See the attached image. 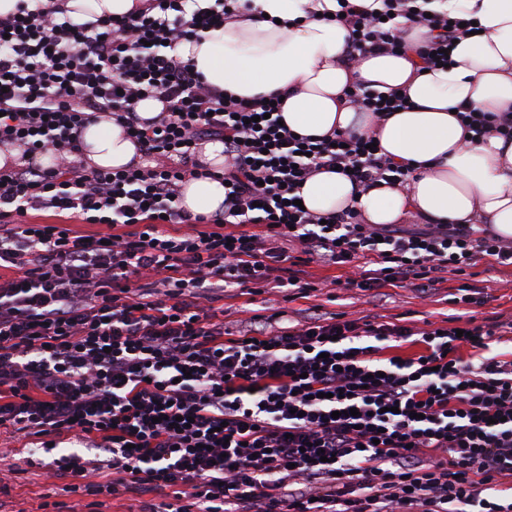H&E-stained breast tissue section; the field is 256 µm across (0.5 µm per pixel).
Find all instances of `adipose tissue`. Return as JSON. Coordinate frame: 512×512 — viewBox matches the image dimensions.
Listing matches in <instances>:
<instances>
[{
  "instance_id": "obj_1",
  "label": "adipose tissue",
  "mask_w": 512,
  "mask_h": 512,
  "mask_svg": "<svg viewBox=\"0 0 512 512\" xmlns=\"http://www.w3.org/2000/svg\"><path fill=\"white\" fill-rule=\"evenodd\" d=\"M430 7L477 23V34L459 39L445 66H426L419 55L426 30L411 22L402 25L403 50H351L348 29L335 19L337 0H248L237 16L182 41L177 52L225 93L282 94L281 119L297 135L373 131L383 152L412 170L406 185L362 193L343 174L322 171L300 189L309 212L353 209L366 224L488 225L512 238V139L494 133L469 144L458 118L473 109L512 113V0H431ZM356 86L402 92L408 106L377 121L348 103ZM83 140L89 167L139 160L116 123L88 125ZM181 205L207 216L222 210L223 181H188Z\"/></svg>"
}]
</instances>
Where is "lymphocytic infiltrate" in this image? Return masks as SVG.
Here are the masks:
<instances>
[{
    "instance_id": "1",
    "label": "lymphocytic infiltrate",
    "mask_w": 512,
    "mask_h": 512,
    "mask_svg": "<svg viewBox=\"0 0 512 512\" xmlns=\"http://www.w3.org/2000/svg\"><path fill=\"white\" fill-rule=\"evenodd\" d=\"M239 0L187 13L141 0L121 18L74 21L64 0L0 15V429L56 449L67 492L140 499L139 512H512V359L490 342L501 317L426 328L345 315L224 326L225 296H307L299 258L346 269L344 287L438 290L478 262L512 267V239L470 224H365L296 204L321 169L361 190L411 170L373 136H296L264 96L228 95L180 59L183 40L223 25ZM385 0L380 20L346 5L355 49L403 46L448 62L460 17ZM153 98L162 109L141 118ZM121 125L142 163L85 169L82 135ZM470 142L512 137V114L464 112ZM224 145V208L182 209L184 183L212 177L200 142ZM54 157L51 166L39 155ZM57 216L32 224L30 212ZM85 224L98 232L85 234ZM413 344L417 354L390 353ZM161 495L158 503L147 501Z\"/></svg>"
}]
</instances>
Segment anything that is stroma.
Returning a JSON list of instances; mask_svg holds the SVG:
<instances>
[{
    "label": "stroma",
    "mask_w": 512,
    "mask_h": 512,
    "mask_svg": "<svg viewBox=\"0 0 512 512\" xmlns=\"http://www.w3.org/2000/svg\"><path fill=\"white\" fill-rule=\"evenodd\" d=\"M309 281L321 283L322 289L309 298H290L284 293L272 291L254 297L236 296L224 300V324L235 328L240 308L250 306L265 316L286 311L290 320L302 319L309 307L317 305L331 313H345L352 317L367 314L396 315L417 325L423 322L441 323L448 318L473 317L481 319L492 313L512 315V268L494 269L486 263H478L471 284L486 296L485 304H456L449 289H441L436 295L420 298L408 288H381L371 291L335 288L331 282L345 278L344 269L306 265ZM28 438L9 432L0 433V473L5 474L11 487L9 494L0 495V512H35L41 495H50L53 501L71 506L75 495L66 493L60 480L41 476L39 469L25 465L20 454L28 445Z\"/></svg>",
    "instance_id": "stroma-1"
}]
</instances>
